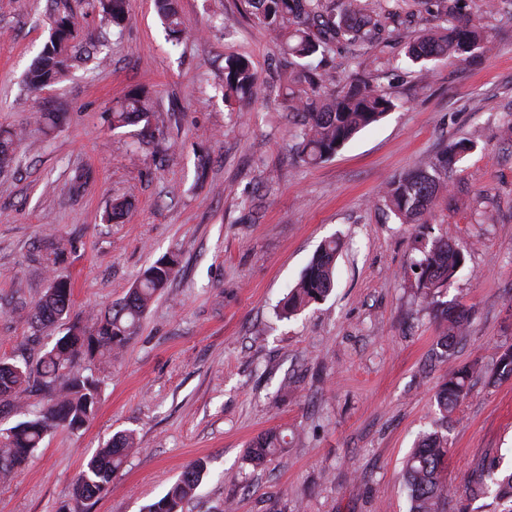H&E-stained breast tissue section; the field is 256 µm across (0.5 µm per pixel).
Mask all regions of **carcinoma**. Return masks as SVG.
Segmentation results:
<instances>
[{"label":"carcinoma","instance_id":"1","mask_svg":"<svg viewBox=\"0 0 512 512\" xmlns=\"http://www.w3.org/2000/svg\"><path fill=\"white\" fill-rule=\"evenodd\" d=\"M444 18L446 26L425 32L405 47L404 55L420 65L426 77L430 60L477 62L491 51L486 32L465 13V0H428ZM102 12L119 27L126 17L127 0H99ZM177 0H155L157 13L171 33L179 32L181 22ZM242 9L250 14L277 42L288 56L287 91L283 100L288 111L298 117L290 131L297 156L314 165L330 159L358 131L378 122L396 108L395 101L383 90L357 72L346 84L323 67L329 45L347 42L365 45L379 31L377 13L362 5L361 0H241ZM73 22L68 16L56 20L38 61L29 69L25 84L40 91L61 76L70 60L69 41ZM259 75L244 56H228L224 61V98L253 94ZM148 114L146 97L141 92L129 94L125 104L112 111V124L121 126L143 119ZM474 148L469 140L448 144L442 156L426 168H416L387 183L383 199L392 213L404 224H424L425 216L448 188V173ZM339 244L325 242L299 280L290 289L282 314L294 315L312 302L324 299L333 288L336 254ZM421 258L415 263L418 287L423 297L433 299L448 288L464 261L462 252L439 240L431 247L420 248ZM175 261H159L143 270L128 294L110 309L92 314L86 321L77 320L67 328L54 345L37 360L26 356L0 358V407L20 409L25 395L34 387L48 397L41 409L16 426L0 429V482L21 472L46 435L65 428L81 429L93 417L99 402L101 379L89 365L76 368L82 361L118 355L136 333L149 305L174 274ZM70 283L57 278L45 294L23 312L32 338L63 318L72 307ZM448 329L440 337L445 353L453 351L456 340L466 326L462 312H445ZM477 364L448 374L438 391L437 426L423 436L408 458L404 474L409 512H448L451 496L444 481L448 448V419L467 397L468 381ZM512 378V346L501 349L495 368L489 375L494 384ZM285 439L271 434L250 446L247 458L256 467L283 448ZM134 445L130 433H120L83 464L75 480V494L91 500L123 467ZM207 471L201 460L189 464L166 494L149 506L148 512H180L192 499ZM466 494L471 499L490 498L496 505L508 504L499 512H512V473L501 476L490 464L468 477Z\"/></svg>","mask_w":512,"mask_h":512}]
</instances>
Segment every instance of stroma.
Here are the masks:
<instances>
[{
    "mask_svg": "<svg viewBox=\"0 0 512 512\" xmlns=\"http://www.w3.org/2000/svg\"><path fill=\"white\" fill-rule=\"evenodd\" d=\"M385 18L368 51L373 82L398 106L316 165L295 160L277 95L280 50L239 0H179L184 30L169 41L154 0H128L112 27L96 0H0V137L17 161L0 172V356L28 346L13 313L55 276L71 282L72 318L121 300L141 271L175 260L123 354L100 363L86 428L48 434L27 467L0 484V512H144L185 467L208 475L182 512H407L403 463L433 430L434 395L449 372L492 370L512 345V0H466L494 49L470 65L433 61L428 81L404 48L441 27L423 0H369ZM75 24L71 66L43 90L23 78L57 16ZM243 55L257 95L225 100L224 59ZM149 98L141 122L116 128L131 89ZM475 149L448 177L423 224H404L379 195L428 165L448 142ZM130 199L120 221L112 200ZM339 237L336 284L282 318L278 304L318 246ZM444 240L464 263L442 298L470 323L451 356L441 309L424 306L418 248ZM136 448L106 490L77 499L87 458L115 433ZM280 433L267 464L249 444ZM512 469V378L471 393L448 423V512L466 502L478 466Z\"/></svg>",
    "mask_w": 512,
    "mask_h": 512,
    "instance_id": "stroma-1",
    "label": "stroma"
}]
</instances>
